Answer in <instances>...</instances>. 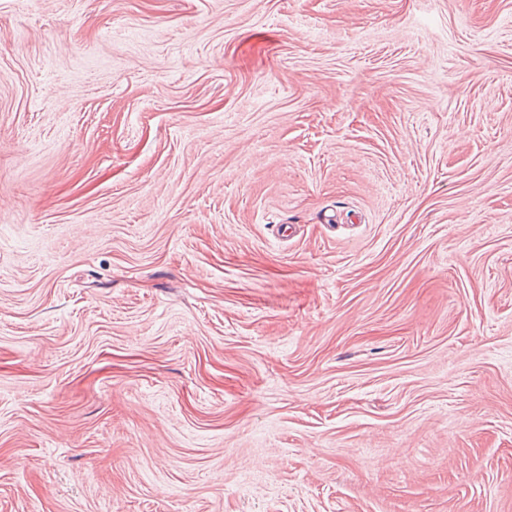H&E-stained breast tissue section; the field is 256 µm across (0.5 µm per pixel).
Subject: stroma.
<instances>
[{
  "label": "stroma",
  "mask_w": 512,
  "mask_h": 512,
  "mask_svg": "<svg viewBox=\"0 0 512 512\" xmlns=\"http://www.w3.org/2000/svg\"><path fill=\"white\" fill-rule=\"evenodd\" d=\"M0 512H512V0H0Z\"/></svg>",
  "instance_id": "obj_1"
}]
</instances>
